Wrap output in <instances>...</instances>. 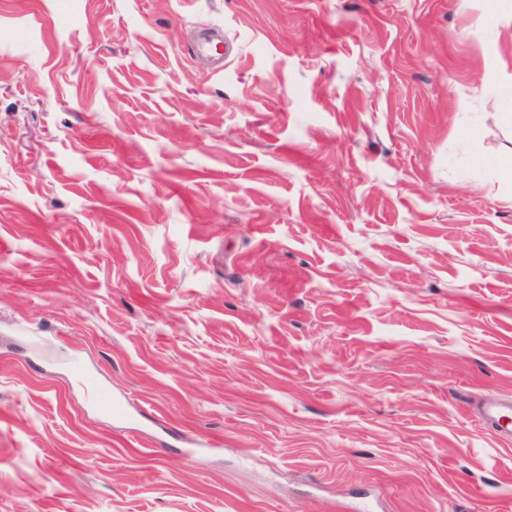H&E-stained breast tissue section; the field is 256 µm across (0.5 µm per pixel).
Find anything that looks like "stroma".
Wrapping results in <instances>:
<instances>
[{
	"label": "stroma",
	"instance_id": "stroma-1",
	"mask_svg": "<svg viewBox=\"0 0 512 512\" xmlns=\"http://www.w3.org/2000/svg\"><path fill=\"white\" fill-rule=\"evenodd\" d=\"M504 112L493 0H0V512H512ZM477 413L483 421L492 426L500 439H512L511 396L483 398L478 404Z\"/></svg>",
	"mask_w": 512,
	"mask_h": 512
}]
</instances>
